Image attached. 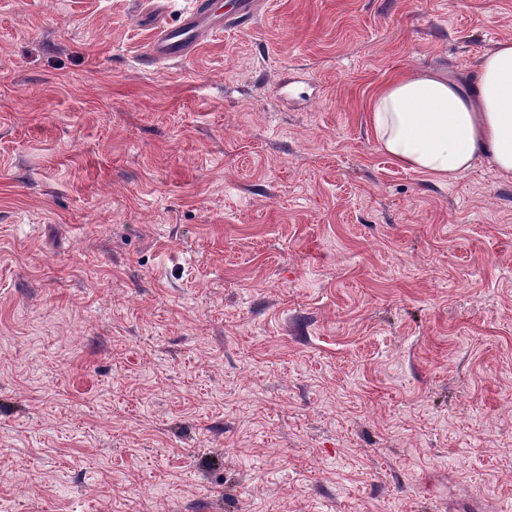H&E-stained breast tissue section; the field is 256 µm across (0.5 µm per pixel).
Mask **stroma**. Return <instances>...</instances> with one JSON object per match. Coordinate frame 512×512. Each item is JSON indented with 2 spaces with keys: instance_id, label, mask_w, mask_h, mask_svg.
Masks as SVG:
<instances>
[{
  "instance_id": "1",
  "label": "stroma",
  "mask_w": 512,
  "mask_h": 512,
  "mask_svg": "<svg viewBox=\"0 0 512 512\" xmlns=\"http://www.w3.org/2000/svg\"><path fill=\"white\" fill-rule=\"evenodd\" d=\"M0 0V512H506L512 179L379 150L512 0ZM217 0H190L188 9L176 24L159 27L140 59V65L155 70L160 63L184 60L201 44V37L210 31L224 28V24L242 25L254 17L255 0H239L236 9L222 16Z\"/></svg>"
}]
</instances>
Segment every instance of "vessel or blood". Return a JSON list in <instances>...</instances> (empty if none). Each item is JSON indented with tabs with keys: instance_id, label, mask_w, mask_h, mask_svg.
Here are the masks:
<instances>
[{
	"instance_id": "b4317fda",
	"label": "vessel or blood",
	"mask_w": 512,
	"mask_h": 512,
	"mask_svg": "<svg viewBox=\"0 0 512 512\" xmlns=\"http://www.w3.org/2000/svg\"><path fill=\"white\" fill-rule=\"evenodd\" d=\"M255 7L256 0H238L235 10L224 15L217 0H189V7L178 23L157 29L140 59L141 66L152 70L160 63L188 58L197 50L205 33L251 21Z\"/></svg>"
}]
</instances>
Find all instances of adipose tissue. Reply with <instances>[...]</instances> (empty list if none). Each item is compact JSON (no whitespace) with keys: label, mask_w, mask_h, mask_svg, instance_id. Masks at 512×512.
<instances>
[{"label":"adipose tissue","mask_w":512,"mask_h":512,"mask_svg":"<svg viewBox=\"0 0 512 512\" xmlns=\"http://www.w3.org/2000/svg\"><path fill=\"white\" fill-rule=\"evenodd\" d=\"M369 121L381 151L404 168L453 182L485 157L512 178V41L488 50L469 84L431 69L389 79Z\"/></svg>","instance_id":"obj_1"}]
</instances>
